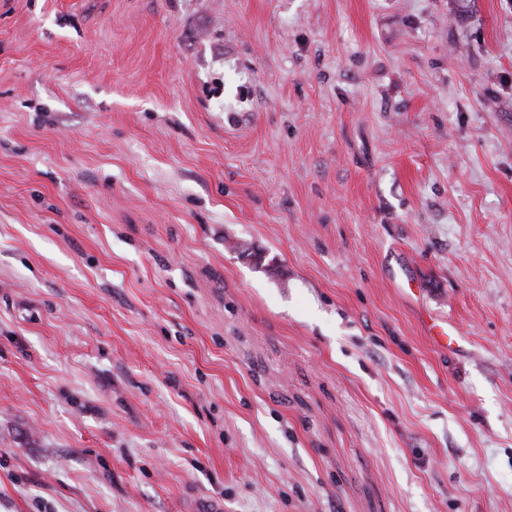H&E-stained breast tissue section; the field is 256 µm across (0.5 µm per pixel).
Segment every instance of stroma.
Wrapping results in <instances>:
<instances>
[{"label": "stroma", "mask_w": 512, "mask_h": 512, "mask_svg": "<svg viewBox=\"0 0 512 512\" xmlns=\"http://www.w3.org/2000/svg\"><path fill=\"white\" fill-rule=\"evenodd\" d=\"M0 512H512V0H0Z\"/></svg>", "instance_id": "obj_1"}]
</instances>
